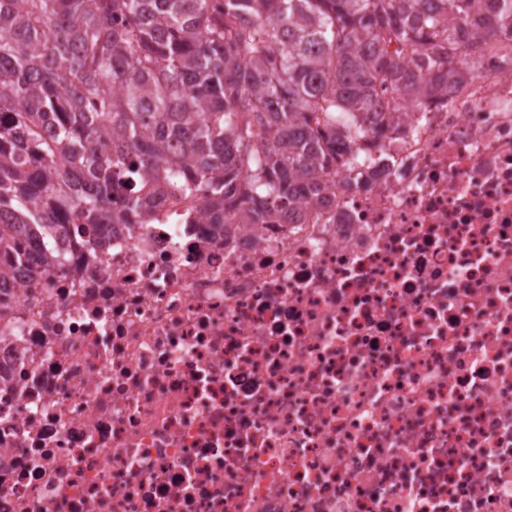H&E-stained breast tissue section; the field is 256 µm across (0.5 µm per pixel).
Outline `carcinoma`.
<instances>
[{"label": "carcinoma", "instance_id": "carcinoma-1", "mask_svg": "<svg viewBox=\"0 0 512 512\" xmlns=\"http://www.w3.org/2000/svg\"><path fill=\"white\" fill-rule=\"evenodd\" d=\"M0 0V284L61 265V224H147L181 188L208 224L324 202L376 84L512 39V0Z\"/></svg>", "mask_w": 512, "mask_h": 512}]
</instances>
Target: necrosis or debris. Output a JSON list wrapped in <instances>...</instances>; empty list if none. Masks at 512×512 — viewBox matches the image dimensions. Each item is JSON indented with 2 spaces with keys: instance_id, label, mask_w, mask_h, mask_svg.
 <instances>
[{
  "instance_id": "obj_1",
  "label": "necrosis or debris",
  "mask_w": 512,
  "mask_h": 512,
  "mask_svg": "<svg viewBox=\"0 0 512 512\" xmlns=\"http://www.w3.org/2000/svg\"><path fill=\"white\" fill-rule=\"evenodd\" d=\"M275 224L73 225L0 287V512H512V44Z\"/></svg>"
}]
</instances>
